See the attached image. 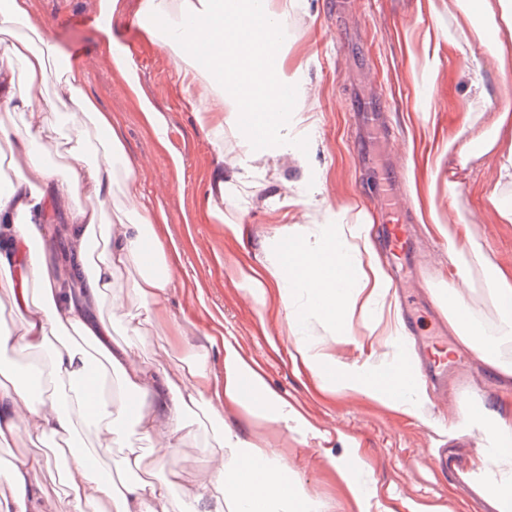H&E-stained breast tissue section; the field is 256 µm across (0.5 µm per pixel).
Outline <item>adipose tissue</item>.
Listing matches in <instances>:
<instances>
[{
  "label": "adipose tissue",
  "instance_id": "1",
  "mask_svg": "<svg viewBox=\"0 0 512 512\" xmlns=\"http://www.w3.org/2000/svg\"><path fill=\"white\" fill-rule=\"evenodd\" d=\"M472 2L491 24L459 30V40L489 48L499 65H506L512 58V0ZM139 11L169 19V29L161 37L164 48L180 56L195 59L206 53L218 60L226 77L221 93L225 107L238 112L251 109L257 124H264V111L273 105L278 84L298 85L301 68L289 60L286 46L267 42L249 12L239 9L234 0H140ZM188 16L198 22L190 31L183 24ZM0 33L9 37L0 51V140L13 165L12 179L0 188V280L9 286L20 317L15 324L0 320V348L47 352V367L55 381L52 389L32 399L21 382L22 368L0 358V445L10 444L22 427L35 439L60 442L85 429L95 451L91 457L73 452L71 462L65 464L41 453L17 458L0 469V484L9 489L8 496L0 498V512H199L203 506L208 512H224L230 500L237 512H322L320 502L289 477L266 447L243 440L224 426L215 433L218 450L206 478L183 498H173L165 483L141 480V473L155 463L136 452L123 459L116 477L93 474L91 463H105L114 445L134 434L158 442L167 451L176 450L187 436L186 415L196 408L218 416L236 408L283 425L298 416L268 388L230 338L220 340L223 375L195 363L188 366V382L182 386L167 373L113 348L112 323L103 318L102 308L112 300L119 272L137 267L131 288L146 320L169 323L160 299L175 283L168 261L179 256L180 246L171 243L167 260L158 261L156 269L143 267L142 244L155 221L152 212L143 211L125 224L113 223L111 152L122 144L120 129L85 93L87 74L82 68L71 65L58 71L49 66L50 32L34 17L32 0H0ZM268 54L274 58L270 66L264 61ZM109 55L113 71L137 94L146 123L155 134H162L164 119L139 96V76L130 56L117 49ZM56 77L62 78L71 104L65 132L75 136L76 144L64 163L50 165L38 142L51 136V129L20 125L14 117L42 111L48 104L44 91ZM98 136L106 139L108 152L94 162L87 146ZM51 201L67 206V254L73 263L64 270L49 263L43 248L49 233L44 215ZM436 230L448 238L456 282L467 283L473 264L483 262L470 241L468 225L440 223ZM354 240L367 257L365 268L359 270L351 261ZM297 252L298 262L267 274L253 268L241 274L244 288L256 301H264L269 286H277L290 326H299L309 311L344 329L350 315L368 314L391 291V279L371 244L368 225H323L316 245H298ZM486 276L500 333L511 336L512 267L488 264ZM461 308V302H454L448 315V326L460 344L479 350L481 362L501 378L512 379V363L500 359L496 340L465 325L458 316ZM291 357L316 381L407 412L425 393L413 373L350 366L299 337ZM101 373L115 377L121 398L98 399L93 384ZM127 394L148 400V408L129 410L123 400ZM471 465L492 487L497 512H512V454L499 453L491 461L480 455ZM59 466L67 489L61 505L46 498L33 481L35 474Z\"/></svg>",
  "mask_w": 512,
  "mask_h": 512
}]
</instances>
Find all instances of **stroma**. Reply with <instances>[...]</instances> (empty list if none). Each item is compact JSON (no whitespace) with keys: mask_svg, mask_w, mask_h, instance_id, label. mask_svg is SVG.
<instances>
[{"mask_svg":"<svg viewBox=\"0 0 512 512\" xmlns=\"http://www.w3.org/2000/svg\"><path fill=\"white\" fill-rule=\"evenodd\" d=\"M351 2L350 10L340 12L336 0H294L287 30L291 57L302 65L301 79L310 90L307 104L318 121L311 130L285 122L284 140L304 143L299 153L261 154L242 135L237 113H225L224 135L218 139L187 107L184 65L141 24L139 0H118L108 16L102 15L100 0H32L35 16L51 27L55 63L70 60L85 69L86 93L119 121L122 149L139 162L135 176L142 203L164 212L163 237L181 245L174 266L177 284L162 300L182 326L181 342H173L165 325L127 335L126 315L137 307L127 288L138 275L132 268L117 280L112 343L177 379L196 361L219 375L223 354L207 335L213 325H223L225 336L262 369L268 387L306 421L304 427L287 429L232 409L224 413L225 424L277 454L289 476L299 479L326 512L342 497L333 478L337 465L349 467L368 512H415L422 506L488 512L492 491L471 475L469 460L492 447L484 420L500 416L512 424V393L498 389L471 352L453 349L448 355L457 364L448 373V390L460 403L458 417H451L431 387L411 414H401L375 400L321 388L300 373L289 355L292 332L278 290L269 289L258 302L240 280L243 267H280L286 239L314 243L319 225L365 220L381 229L387 218L373 197L375 173L384 163L405 173L400 187L405 220L415 225L420 243L413 263L389 266L388 273L394 280L414 281L418 291L410 305L398 308L410 322V344L378 343L372 364H393L437 340L452 348L455 343L443 300L452 270L448 239L421 223L428 211L443 221H466L492 262L512 266V222L484 200L512 143L497 139L488 153L474 144L466 167L448 166V141L460 130L465 111L478 118L474 132L494 137L496 109L512 106V71L500 72L496 59L484 54L480 76L489 97L471 100V58L452 37L455 29L475 23L463 0ZM109 41L130 53L142 94L165 115L163 139H156L135 98L113 73L103 50ZM365 98L383 109L392 130L389 144H361L354 108ZM210 200L223 211V220L208 215ZM228 223L241 225V238L225 233ZM460 295L473 324L496 335L498 315L482 274H475ZM297 332L347 364L363 361L359 350L339 341L335 328L317 317L305 319ZM191 429L192 436L178 451L163 455L151 474L178 498L207 475L216 450L205 416L196 417Z\"/></svg>","mask_w":512,"mask_h":512,"instance_id":"stroma-1","label":"stroma"}]
</instances>
